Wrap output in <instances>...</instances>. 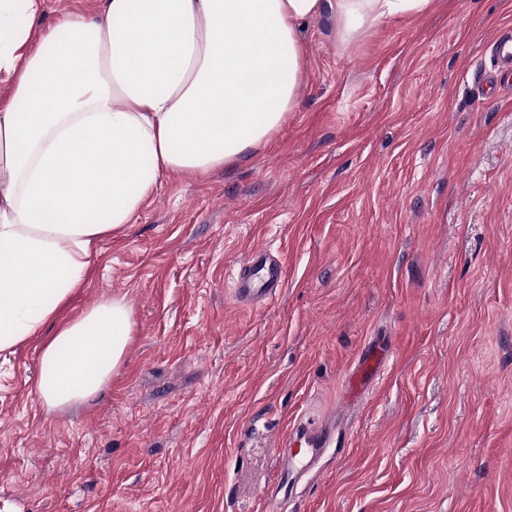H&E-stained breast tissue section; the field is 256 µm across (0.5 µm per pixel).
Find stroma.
<instances>
[{
  "instance_id": "1",
  "label": "stroma",
  "mask_w": 512,
  "mask_h": 512,
  "mask_svg": "<svg viewBox=\"0 0 512 512\" xmlns=\"http://www.w3.org/2000/svg\"><path fill=\"white\" fill-rule=\"evenodd\" d=\"M512 0H434L344 44L305 26L298 105L244 163L168 175L103 239L70 312L131 300L109 390L65 415L42 344L0 353V512H263L282 436L382 379L287 512H512V92L476 77ZM273 299L232 296L250 252ZM282 266L262 250L252 251L241 263L234 280V293L245 303L265 301L282 286ZM387 353L381 345L368 346L356 358L344 382L339 401L341 413L354 408L380 378L388 361Z\"/></svg>"
}]
</instances>
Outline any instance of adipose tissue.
<instances>
[{
	"instance_id": "ef3b65f1",
	"label": "adipose tissue",
	"mask_w": 512,
	"mask_h": 512,
	"mask_svg": "<svg viewBox=\"0 0 512 512\" xmlns=\"http://www.w3.org/2000/svg\"><path fill=\"white\" fill-rule=\"evenodd\" d=\"M432 0H102L34 27L0 0V351L42 342L48 411L96 399L136 323L124 296L60 312L99 243L135 223L171 172L239 164L283 126L305 78L307 21L342 41Z\"/></svg>"
}]
</instances>
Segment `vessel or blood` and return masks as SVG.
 <instances>
[{"instance_id":"b4317fda","label":"vessel or blood","mask_w":512,"mask_h":512,"mask_svg":"<svg viewBox=\"0 0 512 512\" xmlns=\"http://www.w3.org/2000/svg\"><path fill=\"white\" fill-rule=\"evenodd\" d=\"M500 81L512 82V39L497 37L491 42ZM284 281L282 266L266 252L252 251L241 263L234 280L238 300L255 303L269 299ZM388 361L387 350L380 345L366 347L346 375L340 410L354 408L378 380ZM338 423H300L286 433L278 451L279 468L272 490L264 497L265 512H285L288 495L306 467L314 465L327 448L335 445Z\"/></svg>"}]
</instances>
